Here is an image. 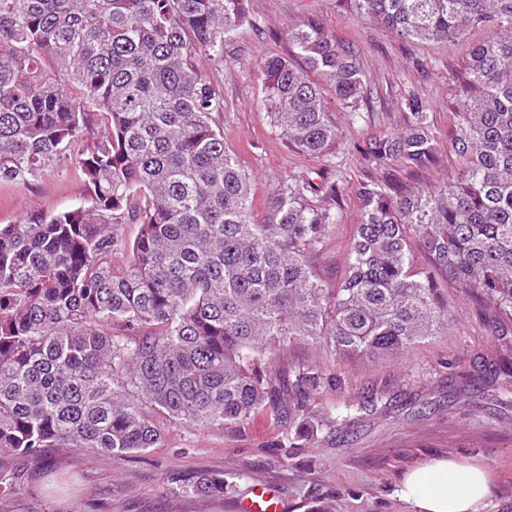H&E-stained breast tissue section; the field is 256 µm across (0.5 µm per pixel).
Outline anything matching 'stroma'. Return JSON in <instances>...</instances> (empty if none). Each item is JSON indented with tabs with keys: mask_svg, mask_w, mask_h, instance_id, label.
I'll use <instances>...</instances> for the list:
<instances>
[{
	"mask_svg": "<svg viewBox=\"0 0 512 512\" xmlns=\"http://www.w3.org/2000/svg\"><path fill=\"white\" fill-rule=\"evenodd\" d=\"M252 24L224 44L223 59L200 57L199 72L224 99L213 124L251 175L253 215L263 220L281 185L312 180L335 184L342 219L311 263L328 284L347 265L348 244L359 222L358 190L380 171L363 153L370 136L396 134L407 124L403 89L422 98L440 145H447L464 69L461 46L422 43L390 33L377 20L349 14L338 0H248ZM314 16L364 61L368 98L351 121L333 94L325 101L336 122L329 161L294 149L274 128L262 105L261 66L272 54L292 57L289 23ZM81 173L69 160L29 177L0 184V225L27 222L89 204ZM437 295L452 320L447 329L409 351L381 359L346 358L298 343L270 355L272 371L318 366L332 383L313 402L336 416L334 431L283 446L288 426L261 418L241 426L170 428L164 447L121 459L76 448H47L0 456V512H242L256 488L278 495L281 512H408L399 494L403 474L437 458L480 463L492 474L483 512H512V377L488 378L475 367L512 356V334L495 335L474 301L446 279ZM197 472L223 474L233 488L221 497L187 495L183 479Z\"/></svg>",
	"mask_w": 512,
	"mask_h": 512,
	"instance_id": "obj_1",
	"label": "stroma"
}]
</instances>
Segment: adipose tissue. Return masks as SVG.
Wrapping results in <instances>:
<instances>
[{"label":"adipose tissue","mask_w":512,"mask_h":512,"mask_svg":"<svg viewBox=\"0 0 512 512\" xmlns=\"http://www.w3.org/2000/svg\"><path fill=\"white\" fill-rule=\"evenodd\" d=\"M489 479L481 464L436 460L408 470L401 495L413 512H481Z\"/></svg>","instance_id":"adipose-tissue-1"}]
</instances>
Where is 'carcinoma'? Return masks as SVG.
<instances>
[{"label":"carcinoma","instance_id":"1","mask_svg":"<svg viewBox=\"0 0 512 512\" xmlns=\"http://www.w3.org/2000/svg\"><path fill=\"white\" fill-rule=\"evenodd\" d=\"M341 2L401 38L454 40L467 64L448 140L454 177L411 189L394 175L395 163L428 168L440 154L423 100L404 92L405 131L366 144L384 175L360 185L347 267L330 287L309 257L340 223L336 188L313 200L309 182L283 186L257 222L251 177L212 125L224 99L195 67L198 54L224 58L226 38L252 23L247 0H0V183L96 139L75 157L90 205L0 227L1 453L120 459L163 447L167 424L244 425L266 412L294 419V448L336 428L307 407L329 377L312 365L273 375L264 358L298 342L402 354L448 328L438 275L512 329V0ZM476 28L488 37L467 41ZM286 34L304 66L265 59V111L322 159L336 140L325 88L361 118L360 55L316 17ZM124 224L139 233L116 268ZM228 488L222 474L182 486Z\"/></svg>","mask_w":512,"mask_h":512}]
</instances>
